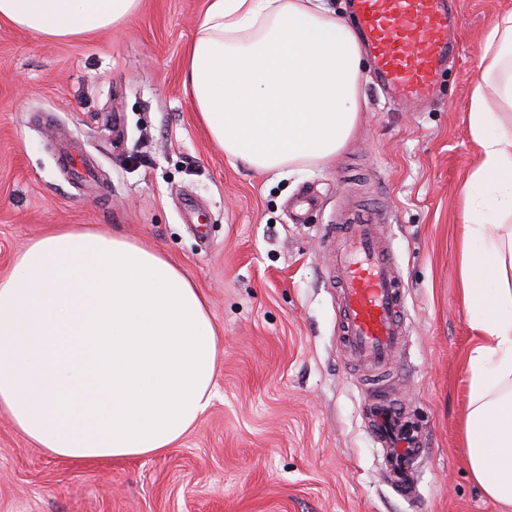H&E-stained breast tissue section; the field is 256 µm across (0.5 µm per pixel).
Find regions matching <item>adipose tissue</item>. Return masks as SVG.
Segmentation results:
<instances>
[{
	"instance_id": "adipose-tissue-1",
	"label": "adipose tissue",
	"mask_w": 512,
	"mask_h": 512,
	"mask_svg": "<svg viewBox=\"0 0 512 512\" xmlns=\"http://www.w3.org/2000/svg\"><path fill=\"white\" fill-rule=\"evenodd\" d=\"M141 0H0V22L50 40L112 30ZM363 50L323 0H207L184 85L212 144L256 173L336 155L362 107ZM469 124L480 162L465 186L459 275L480 340L467 369L474 481L512 512V12L486 35ZM495 275L496 288L486 286ZM219 339L205 294L149 244L58 224L0 279V410L76 463L164 453L209 409Z\"/></svg>"
}]
</instances>
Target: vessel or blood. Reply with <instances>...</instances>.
I'll return each mask as SVG.
<instances>
[{
  "label": "vessel or blood",
  "instance_id": "obj_1",
  "mask_svg": "<svg viewBox=\"0 0 512 512\" xmlns=\"http://www.w3.org/2000/svg\"><path fill=\"white\" fill-rule=\"evenodd\" d=\"M375 83L393 105H425L455 55L458 0H353ZM376 213L349 209L326 228L339 288V338L349 353L375 369L397 355L405 335L404 294L392 252L379 237ZM372 431L401 496L413 494L411 476L426 455L412 423L391 400L371 401Z\"/></svg>",
  "mask_w": 512,
  "mask_h": 512
}]
</instances>
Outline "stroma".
I'll return each instance as SVG.
<instances>
[{"label": "stroma", "mask_w": 512, "mask_h": 512, "mask_svg": "<svg viewBox=\"0 0 512 512\" xmlns=\"http://www.w3.org/2000/svg\"><path fill=\"white\" fill-rule=\"evenodd\" d=\"M206 0H142L119 27L49 40L0 24V279L54 224L145 241L205 293L220 333L215 395L169 452L83 465L28 441L0 410V512H501L465 455L477 341L458 270L469 128L485 36L512 0H461L455 57L430 107L366 104L335 156L257 174L208 139L183 86ZM79 154L97 187L76 178ZM317 204L295 220L292 202ZM387 209L382 240L407 336L380 383L421 428L417 494L390 485L369 431L368 382L338 341L326 225L352 198Z\"/></svg>", "instance_id": "35a3bbf8"}]
</instances>
